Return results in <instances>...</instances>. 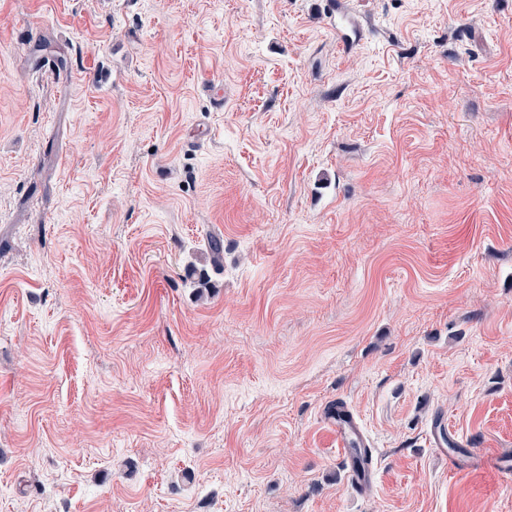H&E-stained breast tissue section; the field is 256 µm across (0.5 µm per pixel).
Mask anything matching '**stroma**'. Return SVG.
Instances as JSON below:
<instances>
[{
    "label": "stroma",
    "mask_w": 512,
    "mask_h": 512,
    "mask_svg": "<svg viewBox=\"0 0 512 512\" xmlns=\"http://www.w3.org/2000/svg\"><path fill=\"white\" fill-rule=\"evenodd\" d=\"M325 2L0 0V512H512V0ZM324 416L336 432L337 446L348 455L347 470L353 484L364 490L370 483L373 473V452L368 448L369 456L357 460L353 455L354 446L367 448L363 432L356 419L345 409L340 402L329 404L323 409Z\"/></svg>",
    "instance_id": "stroma-1"
}]
</instances>
